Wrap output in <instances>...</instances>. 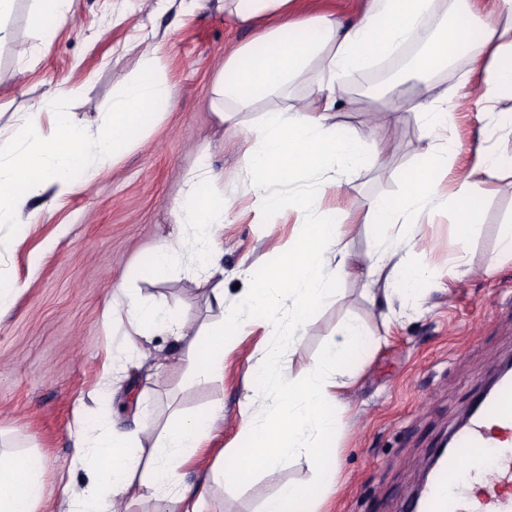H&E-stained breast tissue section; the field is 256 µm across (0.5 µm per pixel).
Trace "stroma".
<instances>
[{"label":"stroma","mask_w":512,"mask_h":512,"mask_svg":"<svg viewBox=\"0 0 512 512\" xmlns=\"http://www.w3.org/2000/svg\"><path fill=\"white\" fill-rule=\"evenodd\" d=\"M367 0H297L296 16L327 14L347 25L358 20ZM33 0H16L0 20V130L10 131L17 113L68 80L86 93L66 102L75 123L96 127L112 97L138 74L144 42L160 58L159 80L172 97L141 140L100 168L91 191L58 198L30 199L31 224H0V236L14 238L15 250L0 255V277L20 290L0 316V443L31 448L44 460L36 512H50L72 470L79 423H112L119 430L134 422H164L170 412L192 413L220 405L206 448L181 469L187 484L220 468L226 449L238 446L242 418L264 423L274 395L248 389V368L273 354L294 376H306L326 344L340 339L347 322L360 324L364 342L350 363L353 380L336 409V453L326 457L332 479L309 512H400L411 498L444 435L457 427L481 384L512 355V252H503L501 231L512 225V194L478 183L482 208L477 222L446 196L459 175L489 152L512 181V93L502 92L491 113L477 118L460 108L448 125L427 136L425 123L409 112L418 87L466 98L488 78L478 66L449 63L417 78L407 59L412 46L396 56L404 65L383 82L375 67L347 85L335 121L346 130L376 129L387 154L388 172L371 168L342 176L335 195L317 202L323 219L346 217L342 243L367 263L379 233L365 223L369 202L400 197L405 172L423 168L427 142L448 151L444 198L418 213L415 231L424 243L411 261L424 275L423 289L387 315L378 304L381 283L345 276L338 293L307 327L300 344L269 336L254 321L224 354V376L190 383L181 352L168 336L153 344L167 357L163 370L128 367L112 377V392L91 401L110 361L129 350L126 321L109 318L127 294L136 293L185 321L202 326L236 308L235 284L246 267L270 264L274 249L293 248L301 233L295 211L258 213L242 209L250 192L242 168L250 144L241 131L220 122L211 108L212 90L224 55L267 28L260 19L245 26L218 10L215 0H77L78 21L46 35L32 24ZM32 54L19 59L18 45ZM223 172L216 188L234 205L230 224L219 233L224 249L223 308L208 305L210 285L196 263L186 261L166 277L143 278L142 268L177 226L174 205L186 194L200 163ZM181 226V225H178ZM193 233L194 225L181 226ZM470 271L460 275L457 255ZM319 475L305 458L293 457L261 470L246 482L210 483L202 512H260L263 502L286 483L307 486Z\"/></svg>","instance_id":"stroma-1"}]
</instances>
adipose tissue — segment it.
<instances>
[{"label": "adipose tissue", "instance_id": "ef3b65f1", "mask_svg": "<svg viewBox=\"0 0 512 512\" xmlns=\"http://www.w3.org/2000/svg\"><path fill=\"white\" fill-rule=\"evenodd\" d=\"M295 2L224 0L225 11L241 23L263 15L276 16L279 22L225 57L214 95L216 115L225 123L236 121L259 100L285 99L284 107L263 112L248 126L254 148L244 175L254 206L267 212L288 206L298 213L303 224L298 254L289 256L281 270L270 265L247 267L244 274L251 287L240 300L239 312L207 327L191 328L138 296L130 297L125 312L130 349H139L142 339L155 331H167L195 380H210L223 372L226 344L253 320H262L272 335H287L289 346H296L313 313L335 297L337 275L358 271L341 246L335 225L314 216L316 201L335 193L344 173L385 162L376 131L350 133L334 121L345 80L358 78L369 62L388 57L399 45L421 41L426 49L414 63L417 74L435 72L468 54L492 74L481 97L486 106H493L500 89L512 90V0H498L496 9L505 22L484 23L478 43L469 20L463 18L456 19L450 34L430 35L424 19L431 0H370L366 13L343 29L326 16L290 22ZM157 64L155 49H146L138 75L113 97L110 112L95 130L74 123L60 108L83 95L81 84L58 83L48 100L20 113L14 150L0 152V224L25 223L29 197L51 186L88 189L104 160L119 156L141 138L157 109L171 98L169 87L156 77ZM309 73L314 82L307 96L288 98L289 84ZM46 109L53 112L48 136L39 122ZM425 153L435 178L405 173L402 200L370 201L372 223L411 224L413 213L438 195L439 175L447 171L448 158L432 144ZM218 179L211 169L199 170L193 191L175 204L181 223L196 225V234L177 231L165 238L144 276L169 272L186 257L208 277L223 275L214 235L226 222L230 206L213 189ZM418 244L412 236L408 250L391 242L379 244L372 253L367 273L384 278L385 307H392L400 292L419 288L422 275L408 254ZM363 340L359 326L347 324L341 340L328 343L321 361L303 379L294 378L276 357L257 359L249 369L251 383L273 390L274 400L261 430L245 426L239 446L228 449L226 475H247L295 455L323 463L335 447L332 404L351 383L346 365ZM219 412L216 405L192 415L175 412L163 425H137L124 432L109 429L92 440L85 428H78L72 465L84 477L64 484L54 512H128L132 499L151 505L152 512H169L171 502L183 512H199V500L184 485L180 467L204 446ZM42 469L38 453L0 448V512H35Z\"/></svg>", "mask_w": 512, "mask_h": 512}]
</instances>
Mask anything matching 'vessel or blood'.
<instances>
[{
  "instance_id": "b4317fda",
  "label": "vessel or blood",
  "mask_w": 512,
  "mask_h": 512,
  "mask_svg": "<svg viewBox=\"0 0 512 512\" xmlns=\"http://www.w3.org/2000/svg\"><path fill=\"white\" fill-rule=\"evenodd\" d=\"M487 452L497 475L491 487L475 466ZM441 459L411 512H512V377L499 379L492 396L480 397Z\"/></svg>"
}]
</instances>
